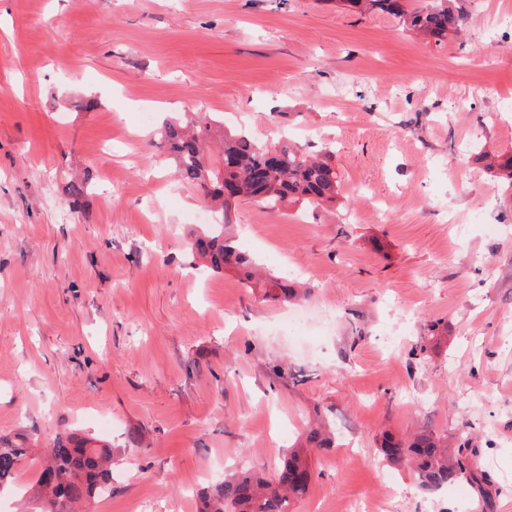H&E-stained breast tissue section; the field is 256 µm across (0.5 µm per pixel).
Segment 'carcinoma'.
Returning a JSON list of instances; mask_svg holds the SVG:
<instances>
[{"label":"carcinoma","mask_w":512,"mask_h":512,"mask_svg":"<svg viewBox=\"0 0 512 512\" xmlns=\"http://www.w3.org/2000/svg\"><path fill=\"white\" fill-rule=\"evenodd\" d=\"M349 6L370 7L403 18L410 26L436 39L460 29V18L451 0H428L424 8L408 7V0H346ZM166 156L182 180L193 184L203 198L228 213L235 198L224 195V185L235 184L237 196L249 198L268 209L284 201L322 206L336 201L339 177L326 151L319 156L283 146L271 153L249 136L223 134L221 146L208 117L199 116L185 125L168 124L162 134ZM90 186L89 176L68 183L70 205L78 207ZM226 224H208L190 242L192 254L206 259L210 269L221 274L235 271L243 284L254 285L255 271L250 256L224 235ZM277 299L292 302L300 289L286 278L271 279ZM308 448L336 447V431L323 423L308 431ZM382 459L390 464H411L418 486L435 491L459 480L479 482L475 449L448 446V437L422 430L408 439H381ZM29 448L26 439H0V489L11 483ZM306 451L293 448L282 463L268 474L240 472L203 492L199 512H288L293 499L304 496L310 479L297 477L309 470ZM112 449L75 434L58 435L45 451L35 482L31 512H67L73 505L89 502L102 489L110 488Z\"/></svg>","instance_id":"carcinoma-1"}]
</instances>
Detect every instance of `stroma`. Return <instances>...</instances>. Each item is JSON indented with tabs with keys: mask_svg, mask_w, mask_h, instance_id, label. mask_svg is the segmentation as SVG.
I'll use <instances>...</instances> for the list:
<instances>
[{
	"mask_svg": "<svg viewBox=\"0 0 512 512\" xmlns=\"http://www.w3.org/2000/svg\"><path fill=\"white\" fill-rule=\"evenodd\" d=\"M453 5L437 41L338 0H0V437H30L0 512L65 432L114 453L92 512H198L204 475L271 471L318 413L337 445L290 512H512V187L479 158L512 153V27ZM199 115L333 149L335 205L227 218L297 305L188 254L213 214L156 132ZM422 428L471 436L482 482L380 462Z\"/></svg>",
	"mask_w": 512,
	"mask_h": 512,
	"instance_id": "obj_1",
	"label": "stroma"
}]
</instances>
